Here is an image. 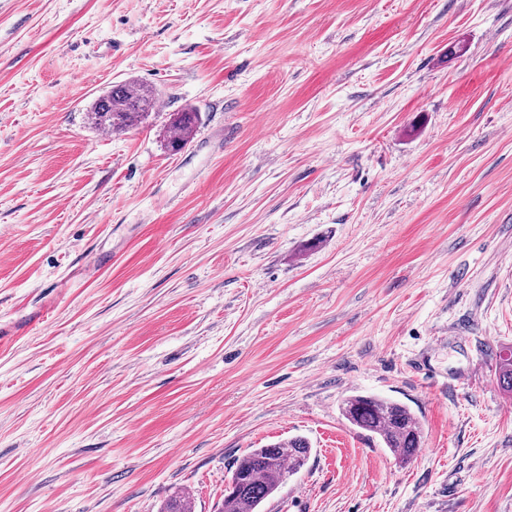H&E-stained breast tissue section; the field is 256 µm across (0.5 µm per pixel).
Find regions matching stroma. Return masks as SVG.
Returning a JSON list of instances; mask_svg holds the SVG:
<instances>
[{
    "label": "stroma",
    "mask_w": 512,
    "mask_h": 512,
    "mask_svg": "<svg viewBox=\"0 0 512 512\" xmlns=\"http://www.w3.org/2000/svg\"><path fill=\"white\" fill-rule=\"evenodd\" d=\"M509 352L512 0H0V512H512ZM158 99L155 86L141 80L112 84L88 110L92 125L102 130H129L146 119ZM198 122V112H178L164 133L171 152L181 151L188 143ZM342 414L352 425L376 436L402 462L421 448L420 423L404 404L357 394L344 400ZM310 451L303 437L250 450L236 460L229 491L218 512H261L263 503L279 491L288 476L305 465Z\"/></svg>",
    "instance_id": "35a3bbf8"
}]
</instances>
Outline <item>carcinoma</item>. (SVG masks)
Here are the masks:
<instances>
[{
  "instance_id": "obj_1",
  "label": "carcinoma",
  "mask_w": 512,
  "mask_h": 512,
  "mask_svg": "<svg viewBox=\"0 0 512 512\" xmlns=\"http://www.w3.org/2000/svg\"><path fill=\"white\" fill-rule=\"evenodd\" d=\"M157 99V89L150 83L118 82L90 106L88 119L102 130L133 129L143 123ZM197 122L196 112L176 113L164 133L170 151L179 152L189 143ZM497 381L503 390L512 392V354L501 359ZM342 414L352 425L376 436L403 462L421 448L420 423L404 404L357 394L344 400ZM310 451L303 437L250 450L236 460L233 486L224 494L218 512H261L263 503L279 491L288 476L305 465ZM159 512H193V506L187 493H177L162 503Z\"/></svg>"
}]
</instances>
